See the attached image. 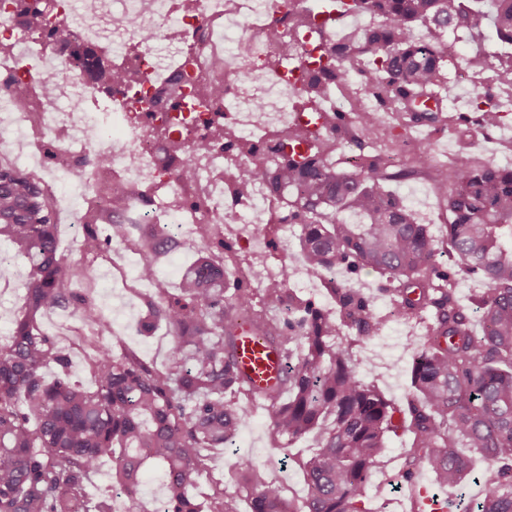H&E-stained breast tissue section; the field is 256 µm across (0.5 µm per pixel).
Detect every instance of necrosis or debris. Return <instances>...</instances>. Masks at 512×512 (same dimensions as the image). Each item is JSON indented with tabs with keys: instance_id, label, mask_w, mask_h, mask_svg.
Returning <instances> with one entry per match:
<instances>
[{
	"instance_id": "obj_1",
	"label": "necrosis or debris",
	"mask_w": 512,
	"mask_h": 512,
	"mask_svg": "<svg viewBox=\"0 0 512 512\" xmlns=\"http://www.w3.org/2000/svg\"><path fill=\"white\" fill-rule=\"evenodd\" d=\"M299 0H55L38 33L29 32L15 0H0V169L41 181L51 201L71 203L61 174L82 170L100 189L150 183V211L183 225L258 223L279 200L262 183L224 203L234 171L224 145L211 143L190 159L191 177L171 159L158 128L175 126L188 141L227 123L247 140H266L296 124L305 53L316 35L303 30L277 75L265 63L281 53L268 19L297 9ZM123 56L121 81L100 84L86 60L102 43ZM53 86L44 89V76ZM32 104L14 102L16 88ZM107 99L112 109L94 112Z\"/></svg>"
}]
</instances>
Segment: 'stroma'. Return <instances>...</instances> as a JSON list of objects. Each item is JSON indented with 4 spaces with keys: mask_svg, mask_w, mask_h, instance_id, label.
<instances>
[{
    "mask_svg": "<svg viewBox=\"0 0 512 512\" xmlns=\"http://www.w3.org/2000/svg\"><path fill=\"white\" fill-rule=\"evenodd\" d=\"M430 140L433 153L439 160L449 159L456 153L475 160L485 159L501 167L512 168V112L504 113L501 124L489 132L478 134L476 140L460 139L455 131L433 132L429 129L398 130L399 143L414 145L421 140ZM410 168L411 176L388 181L387 189L398 196L412 211L419 223L429 225L434 238L444 235V212L433 189V178L417 167L413 153L398 154L389 162L390 170ZM59 251L64 262L75 273L71 287L84 290L86 297L96 309L112 321V332L105 342L112 348L114 356L135 353L150 366L163 368L173 345L166 325H158L151 334L141 333L139 322L147 309L145 299L152 295L150 285L137 282L123 283L114 275L115 266H124L129 272H137L148 249H131L123 239H112L102 251L87 252L83 241L85 227L69 221L67 211L57 213ZM299 228L294 224H283L271 230H259L255 239L239 238L225 234L224 240L234 250L247 253L251 244H258L266 262L274 269L301 264L302 256L298 241ZM180 248L170 255L155 257L160 275L168 282L170 293H177L181 274L200 255L203 242L188 235H180ZM26 270L16 267L9 282L0 287V344L10 340V328L24 308L23 296ZM79 310L58 308L44 313L38 319L40 330L53 338L57 346L69 356L71 377L86 388H93L94 379L89 369V351L72 347V328L82 326ZM425 330L421 324L392 319L384 332L367 341L359 358L363 364L366 381L379 387L388 400L402 403L410 390L412 351L409 341L422 338ZM251 416L239 431L236 439L227 447L210 451L208 468L190 494L197 503H204L211 486L223 485L227 493L236 495L240 512H250L249 492L234 486L229 481L230 466L241 457L267 466L270 479L283 485L295 500L305 495L301 460L307 459L317 447L316 435H308L295 442L274 441L271 436L266 412L261 401L250 406ZM409 435L401 432L389 435L387 447L380 464L373 470L367 486V505L371 512H404L409 489L401 480L399 471L405 461Z\"/></svg>",
    "mask_w": 512,
    "mask_h": 512,
    "instance_id": "obj_1",
    "label": "stroma"
}]
</instances>
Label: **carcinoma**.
<instances>
[{"instance_id": "cac0c4a2", "label": "carcinoma", "mask_w": 512, "mask_h": 512, "mask_svg": "<svg viewBox=\"0 0 512 512\" xmlns=\"http://www.w3.org/2000/svg\"><path fill=\"white\" fill-rule=\"evenodd\" d=\"M50 2L18 0L21 14L34 24ZM328 10L323 2L270 21L276 37L285 24L290 32L317 30V56L304 70L300 96L320 132L295 124L275 136L261 158L228 126L213 137L249 161L236 176L239 192L261 181L271 196L283 199L279 223L300 227L309 269L377 274L390 296L389 315L378 313L358 289L330 281L333 316L288 288L286 269L264 289L257 310L242 281L226 287L225 262H236V252L225 244L219 259L203 256L183 272L177 295L147 259L138 274L155 285L156 297L146 301L144 329L155 321L169 326L174 345L168 363L159 370L133 355L117 358L100 342L92 359L96 389L86 391L70 381L67 356L39 330L36 315L73 304L100 339L112 332V323L67 289L72 273L58 252L56 215L46 193L23 174L0 171V239L15 244L27 268V310L14 321L10 343L0 347V512H112L111 493L91 503L86 490L107 453L112 490L124 494L128 512H142L139 493L150 465L162 470L167 483L162 512H200L186 488L205 472L206 451L234 440L249 419L247 402L256 398L235 357L238 331L245 327L282 349L288 361L284 390L263 397L272 436L291 442L320 430L319 448L301 463L307 490L299 505L250 459L231 468L230 479L251 492V512H369V477L388 435L400 428L411 434L405 482L427 464L439 485L458 484L469 469L461 449L472 448L487 463L472 512H512V169L451 162L436 172L434 190L446 213L439 243L429 225L417 223L384 188L386 180L409 171L389 173L377 155H365L349 169L333 160L338 134L350 127H495L500 111L488 94L476 96L467 114L448 111L442 91L449 54L442 37L487 26L512 45V0H348L345 12L379 22L336 43L328 41L321 22ZM467 64L512 82V54L494 63L477 47ZM346 80L370 90L375 111L320 107L324 93ZM112 198V209L90 208L83 215L90 251L103 246L99 224L140 245L125 227L128 197L115 188ZM349 213L364 221L349 223ZM141 229L156 252L179 247L176 238L149 225ZM443 252L456 261L446 272L438 269ZM457 276L485 285L472 299L475 309L460 303L452 288ZM390 316L427 321L423 340L413 345L412 389L400 405L364 380L354 352L380 335ZM52 364L59 376L48 384L42 370ZM31 415L38 419L34 427ZM207 512H239L237 498L216 487Z\"/></svg>"}]
</instances>
